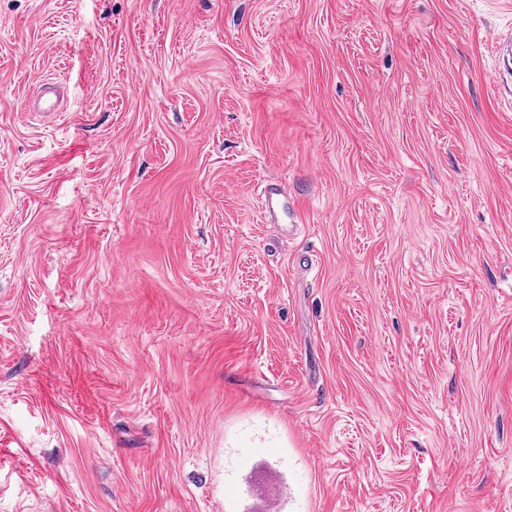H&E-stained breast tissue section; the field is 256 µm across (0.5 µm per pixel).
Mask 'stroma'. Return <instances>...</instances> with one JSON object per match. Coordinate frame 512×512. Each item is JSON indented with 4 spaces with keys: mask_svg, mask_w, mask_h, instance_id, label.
Masks as SVG:
<instances>
[{
    "mask_svg": "<svg viewBox=\"0 0 512 512\" xmlns=\"http://www.w3.org/2000/svg\"><path fill=\"white\" fill-rule=\"evenodd\" d=\"M511 30L0 0V512H512Z\"/></svg>",
    "mask_w": 512,
    "mask_h": 512,
    "instance_id": "1",
    "label": "stroma"
}]
</instances>
